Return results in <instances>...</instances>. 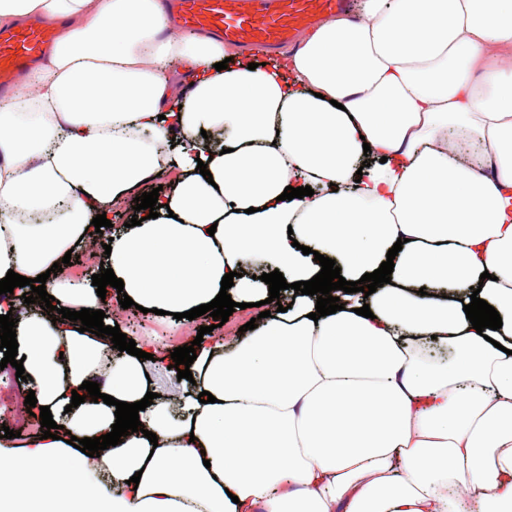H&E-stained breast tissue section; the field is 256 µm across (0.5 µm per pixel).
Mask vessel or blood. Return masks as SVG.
Wrapping results in <instances>:
<instances>
[{"instance_id": "vessel-or-blood-1", "label": "vessel or blood", "mask_w": 512, "mask_h": 512, "mask_svg": "<svg viewBox=\"0 0 512 512\" xmlns=\"http://www.w3.org/2000/svg\"><path fill=\"white\" fill-rule=\"evenodd\" d=\"M348 0H177L179 25L224 43L276 49L325 16L346 11ZM60 28L37 22L0 31V89L14 88L30 64L60 38Z\"/></svg>"}]
</instances>
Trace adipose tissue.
I'll return each mask as SVG.
<instances>
[{"instance_id":"ef3b65f1","label":"adipose tissue","mask_w":512,"mask_h":512,"mask_svg":"<svg viewBox=\"0 0 512 512\" xmlns=\"http://www.w3.org/2000/svg\"><path fill=\"white\" fill-rule=\"evenodd\" d=\"M44 16L67 35L0 96V279L44 273L62 307L101 309L50 269L107 242L101 267L174 329L233 271V301L268 300L277 270L290 307L202 343L179 401L154 398L141 431L90 457L70 438L111 432L116 408L71 407L73 390L140 401L145 359L104 368L110 338L23 314L30 287L0 295L61 426L0 448V512L26 487L36 512H512V0H364L361 21L327 17L253 70L213 35L172 36L163 0H0V27ZM150 178L168 185L159 217L96 232ZM397 242L389 284L312 320L293 285L317 255L356 281ZM475 287L502 318L486 336L463 310Z\"/></svg>"}]
</instances>
